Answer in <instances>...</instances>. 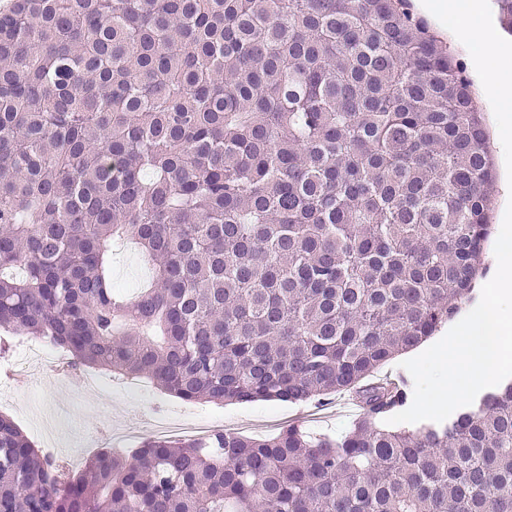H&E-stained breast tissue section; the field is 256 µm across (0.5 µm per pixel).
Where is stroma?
<instances>
[{
    "instance_id": "stroma-1",
    "label": "stroma",
    "mask_w": 512,
    "mask_h": 512,
    "mask_svg": "<svg viewBox=\"0 0 512 512\" xmlns=\"http://www.w3.org/2000/svg\"><path fill=\"white\" fill-rule=\"evenodd\" d=\"M147 277L134 248H117L112 281L121 293L133 294ZM34 346L32 340L19 339L9 356L0 358V413L12 418L70 475L81 473L87 461L104 450L128 454L163 423L174 426L206 418L225 430L258 437L296 423L312 433L337 435L349 430L359 415L342 394L324 406L278 401L187 404L145 379L131 382L101 371L92 385L85 368L60 377L42 357L34 359L29 370H16V362Z\"/></svg>"
}]
</instances>
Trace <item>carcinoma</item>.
Masks as SVG:
<instances>
[{"label":"carcinoma","instance_id":"carcinoma-1","mask_svg":"<svg viewBox=\"0 0 512 512\" xmlns=\"http://www.w3.org/2000/svg\"><path fill=\"white\" fill-rule=\"evenodd\" d=\"M493 180L471 81L406 0H13L0 328L188 403L362 413L67 477L0 415V512H512V383L388 429L409 385L369 382L469 299ZM121 239L150 271L131 298Z\"/></svg>","mask_w":512,"mask_h":512}]
</instances>
